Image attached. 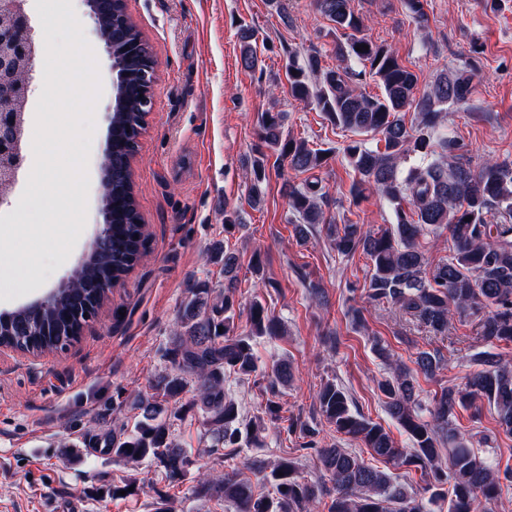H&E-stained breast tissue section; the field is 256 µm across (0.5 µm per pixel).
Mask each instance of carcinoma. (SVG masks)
Segmentation results:
<instances>
[{
    "instance_id": "cac0c4a2",
    "label": "carcinoma",
    "mask_w": 512,
    "mask_h": 512,
    "mask_svg": "<svg viewBox=\"0 0 512 512\" xmlns=\"http://www.w3.org/2000/svg\"><path fill=\"white\" fill-rule=\"evenodd\" d=\"M314 2L343 37L336 45L341 65L324 69L319 57L310 54L299 66L293 52H288L291 93L315 104L331 122L358 136L343 149L358 175L351 195L360 199L370 190L380 192L394 206L395 223L378 232L363 224L335 223L325 216L326 195L314 179L288 185V207L298 218L296 236L305 241L310 234L323 232L338 255L363 254L372 268L365 285L369 302L395 307L434 337L446 335L454 320L469 319L488 346L475 356L479 369L465 382L443 386L435 393L427 420L411 371L397 366L393 376L379 384L386 409L409 436L410 448L399 447L381 425L352 411L346 393L336 383L320 386L316 393L319 413L336 433L360 441L386 463L420 472L425 482L422 491L410 493L392 473L366 464L347 449L323 448L319 462L334 491L328 512H431V507L444 503L448 512H490V505L501 495L500 473L475 447V435L460 430L455 419L458 410L485 402L495 410L502 432L512 436V367L493 352L498 343L512 342V166L488 159L477 168L469 163L446 167L436 161L403 167L412 155L424 159L434 153L432 132L444 107L467 104L472 75L464 68L441 73L430 92L418 97V75L403 65L391 47L368 38L351 0ZM116 13L112 43L125 59L130 85L135 86L140 60L132 44L142 35L126 14L125 4H116ZM362 45L368 49L358 50ZM239 47L242 67L256 70L259 57L252 29H241ZM351 59L362 69L346 65ZM367 73L377 78L381 94L370 95L355 85ZM410 111L416 113V122L408 126L404 113ZM285 119L283 112L261 115L266 148L288 161L294 171L321 169L328 151L288 134ZM144 125L143 113L132 96L122 110L112 113L116 150L105 188L112 197V250L92 255L76 270L77 287L57 290L47 304L0 313V343L40 354L77 340L87 320L82 316L67 324L61 313L76 307L84 313L99 311L108 299L102 282L122 281L142 257L148 234L135 205L128 158L138 147L131 131ZM367 137L376 139L379 146L368 147ZM265 157L262 152L252 161L249 196L255 204L261 201L259 185L266 179ZM404 201L410 209L403 208ZM490 213L497 214L499 222L486 223ZM442 229L450 234V255L434 265L421 239ZM208 261L222 264L224 285L216 290L201 281L189 288L166 348L173 372L159 375L152 385L154 393L133 402L138 421L132 432L105 438L116 460H150L172 482L184 477L191 459L189 451L171 438L164 404L178 402L187 379L196 380L197 395L186 408L201 412L210 440L207 452L212 455L224 448L263 447L267 427L278 431L284 422L277 396L279 387L293 378L286 363H276L263 373L271 398L264 415L252 420H245L239 406L226 397V373L250 376L257 372L254 340L281 335L282 325L254 299L247 307L248 331L234 333L238 288L234 253L217 241ZM442 362L437 351H420L415 359L417 370L427 377L435 376ZM186 408L181 406L177 412ZM444 446L448 447L446 472L433 467ZM252 468L272 492H256L251 482L234 472L202 474L198 492L224 498L235 505L236 512H315L320 507L323 487L302 478L297 461L282 459L267 468L263 461L254 460Z\"/></svg>"
}]
</instances>
